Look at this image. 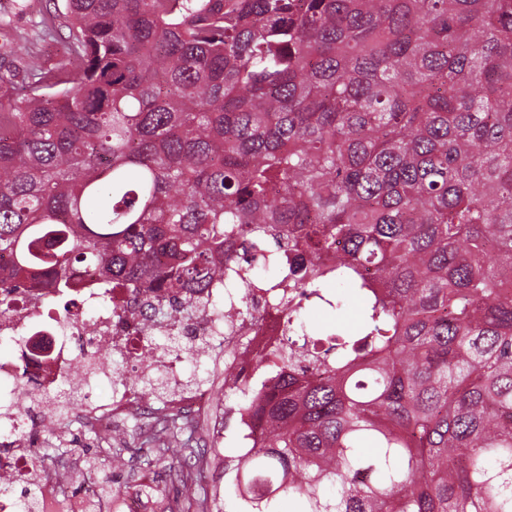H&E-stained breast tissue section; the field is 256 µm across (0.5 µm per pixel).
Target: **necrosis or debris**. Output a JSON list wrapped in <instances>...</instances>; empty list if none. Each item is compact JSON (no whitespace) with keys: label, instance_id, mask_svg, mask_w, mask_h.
I'll return each instance as SVG.
<instances>
[{"label":"necrosis or debris","instance_id":"1","mask_svg":"<svg viewBox=\"0 0 512 512\" xmlns=\"http://www.w3.org/2000/svg\"><path fill=\"white\" fill-rule=\"evenodd\" d=\"M84 288L65 302L64 310L49 307L51 291L47 288H26L18 294L7 310H0V338L15 342L18 358L0 361V405L16 402L22 382L37 383L44 398L38 404L42 419H57L58 409L50 399L68 373L82 372L86 384L108 380V400H87L72 409L71 414L99 432H107L113 423L131 416L143 417L147 407L138 387L117 381L113 361L136 363L148 373L163 372L168 378L164 398L167 410L189 419L205 420L212 444L224 439V419L236 420L243 443H250L258 431L252 414L216 403L210 389L186 384L181 378V357L175 356L158 337L179 336L185 340L200 337L207 342L211 359L230 367V380L239 381L252 374L255 357L264 355L288 333L287 313L280 304V289L269 284L266 293L254 299L253 315L225 326L223 301L226 280H214L203 292L185 291L184 296L197 306L193 320H168L159 324L148 322L144 302L129 306L122 318L112 315V300L98 286V275L84 269ZM69 461L35 462L24 431L12 420L0 424V473L7 475L10 486L36 479L45 487L39 512H102L98 481H88L79 498H64L61 488L69 480Z\"/></svg>","mask_w":512,"mask_h":512}]
</instances>
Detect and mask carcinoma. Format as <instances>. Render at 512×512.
<instances>
[{"label":"carcinoma","mask_w":512,"mask_h":512,"mask_svg":"<svg viewBox=\"0 0 512 512\" xmlns=\"http://www.w3.org/2000/svg\"><path fill=\"white\" fill-rule=\"evenodd\" d=\"M63 18V67L17 43L0 72L35 81L0 94V297L44 277L63 299L85 265L165 295L259 258L291 323L255 359L272 392L240 390L265 421L224 461L244 512L279 493L288 512H512V0H66ZM353 297L352 334L301 318ZM188 429L168 413L152 452H104L174 455L184 512H211ZM28 430L42 457L70 451Z\"/></svg>","instance_id":"carcinoma-1"}]
</instances>
